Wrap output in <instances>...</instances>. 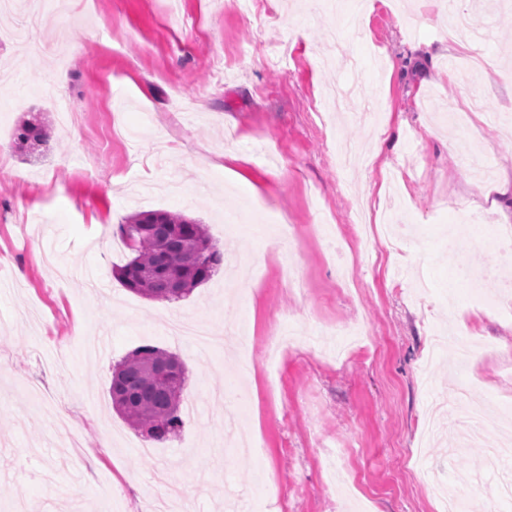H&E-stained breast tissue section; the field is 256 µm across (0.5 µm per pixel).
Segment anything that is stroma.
Masks as SVG:
<instances>
[{"label":"stroma","mask_w":512,"mask_h":512,"mask_svg":"<svg viewBox=\"0 0 512 512\" xmlns=\"http://www.w3.org/2000/svg\"><path fill=\"white\" fill-rule=\"evenodd\" d=\"M47 0L38 28L0 19V512H151L168 469L191 512H439L431 481L481 478L477 512H512L488 450L461 441L460 375L440 354L470 332L486 416L512 411V318L481 305L489 225L473 157L512 174L503 126L443 115L462 97L512 107V82L478 71L432 80L456 58L435 18L448 0ZM457 39L505 66L512 9L469 0ZM252 45L246 55L238 47ZM66 85L46 94L56 74ZM377 113L399 147L373 150ZM50 121L28 163L19 125ZM231 165V174L218 165ZM164 210L206 224L223 261L178 301L125 288L118 226ZM296 228L275 236L271 224ZM295 265L306 287H286ZM300 342L239 377L237 347L202 356L169 316ZM106 348L85 353L83 339ZM150 345L179 357L196 418L155 447L112 407L116 364ZM85 390L87 403L77 398Z\"/></svg>","instance_id":"35a3bbf8"}]
</instances>
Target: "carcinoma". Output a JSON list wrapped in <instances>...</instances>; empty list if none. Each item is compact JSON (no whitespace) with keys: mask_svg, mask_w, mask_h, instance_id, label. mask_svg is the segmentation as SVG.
Here are the masks:
<instances>
[{"mask_svg":"<svg viewBox=\"0 0 512 512\" xmlns=\"http://www.w3.org/2000/svg\"><path fill=\"white\" fill-rule=\"evenodd\" d=\"M49 127L27 121L18 128V148L33 153L49 142ZM133 257L119 267L129 290L150 298L177 301L207 281L222 262L205 225L180 213L147 211L119 225ZM185 370L175 355L141 346L117 364L112 375V404L141 435L163 440L178 431Z\"/></svg>","mask_w":512,"mask_h":512,"instance_id":"carcinoma-1","label":"carcinoma"}]
</instances>
